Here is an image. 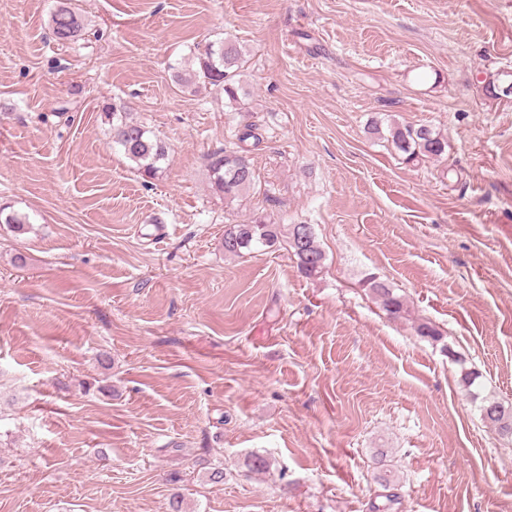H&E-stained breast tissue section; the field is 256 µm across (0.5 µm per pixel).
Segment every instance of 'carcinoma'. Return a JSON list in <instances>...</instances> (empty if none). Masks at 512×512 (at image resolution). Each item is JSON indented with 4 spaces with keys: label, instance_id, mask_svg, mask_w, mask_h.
Segmentation results:
<instances>
[{
    "label": "carcinoma",
    "instance_id": "cac0c4a2",
    "mask_svg": "<svg viewBox=\"0 0 512 512\" xmlns=\"http://www.w3.org/2000/svg\"><path fill=\"white\" fill-rule=\"evenodd\" d=\"M49 24L53 40L59 44L78 39L87 29L84 16L67 0L57 5L50 15ZM243 65L244 55L239 43L224 37L198 47L195 67L176 70L174 78L180 87L194 92L208 86L216 87L229 101L236 103ZM102 116L114 145L135 164L143 180L158 178L163 172V164L169 159L166 142L115 106L102 107ZM251 138L255 140L257 136L252 126L246 125L238 135L239 147L209 156L211 188L222 195L228 205L258 189L256 171L245 147ZM386 140L408 163L423 158H439L448 146L443 136L431 127L397 122L389 124ZM0 223L10 225L18 235L31 229L29 216L6 213L2 207ZM223 247L224 256L231 258L283 247L292 253L298 271L308 279L320 277L325 269V253L311 224H279L268 215H255L242 223L225 225ZM365 286L388 315L400 318L407 313L406 299L387 283L369 277ZM479 408L488 424L501 434L512 436V409L495 400H484Z\"/></svg>",
    "mask_w": 512,
    "mask_h": 512
}]
</instances>
